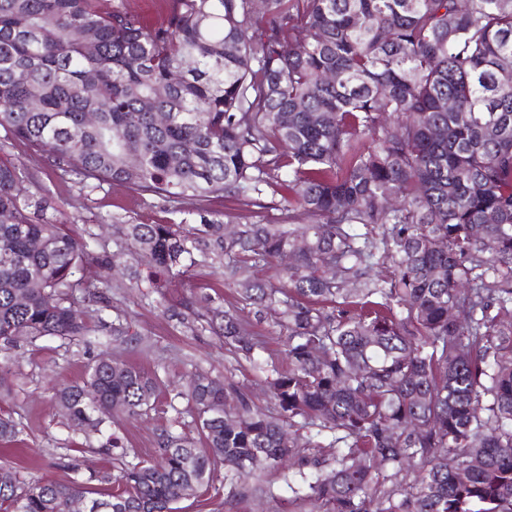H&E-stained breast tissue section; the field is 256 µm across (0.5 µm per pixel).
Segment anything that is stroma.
<instances>
[{
	"instance_id": "1",
	"label": "stroma",
	"mask_w": 512,
	"mask_h": 512,
	"mask_svg": "<svg viewBox=\"0 0 512 512\" xmlns=\"http://www.w3.org/2000/svg\"><path fill=\"white\" fill-rule=\"evenodd\" d=\"M5 158L23 164L34 181L50 191L57 221L71 225L75 234L94 237L96 254L111 257L99 274L109 284L103 302L86 301L78 310L91 316L98 305H105L106 324L90 345L72 352L59 340L44 338L24 347L8 376L12 393L0 396V410L10 413L24 426L16 447L8 458L24 472L65 481L77 477L87 482L89 491H100L91 473L115 471L118 458L130 461L152 459L157 455L158 434L170 425L174 408H186L177 395L178 387L190 372L203 370L223 380L243 396L251 407L268 404L265 366L286 368V336L271 316H256L252 306L239 301L235 291L224 284V262L217 259L198 265L173 283L168 302H161L145 277L146 265L121 240L115 225L106 221L112 214L138 223L154 224L168 218L166 204L151 196H138L115 183L91 194H83L75 177L62 174L48 156L20 141L8 143L0 152ZM185 208L204 207L210 214L229 216L236 224L281 221L280 211L262 209L224 198L204 203L188 200ZM238 313L253 337L262 346L254 358H246L225 343L217 328L208 322L206 308ZM110 352L148 373L159 372L166 385L153 409L140 416L115 417L111 433L119 437L120 447L105 450L83 445L64 424L54 399L56 386L80 378L87 365L102 352ZM215 490L180 502V512H308L309 507L295 501L290 490L298 477L284 470H257L254 483L263 494L251 491L230 494L224 484V463L214 460Z\"/></svg>"
}]
</instances>
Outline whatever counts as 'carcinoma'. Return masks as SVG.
<instances>
[{"label":"carcinoma","mask_w":512,"mask_h":512,"mask_svg":"<svg viewBox=\"0 0 512 512\" xmlns=\"http://www.w3.org/2000/svg\"><path fill=\"white\" fill-rule=\"evenodd\" d=\"M164 3L150 24L128 0H0V151L21 140L92 191L171 204L164 223L110 222L155 288L224 257L225 285L277 315L288 368L265 411L193 373L177 397L197 436L163 429L156 460L89 476L97 497L0 464V512L74 497L175 512L213 487L214 459L232 483L257 460L277 469L304 429L332 449L288 485L311 512L373 498L375 512H512V0ZM24 182L0 157V385L22 345L94 335L72 308L108 287L106 260ZM212 195H269L290 223L190 224L180 203ZM286 250L280 285L259 281ZM219 318L250 353L243 319ZM159 384L106 353L55 401L73 435L110 449L112 418L152 407ZM19 433L0 416L1 442Z\"/></svg>","instance_id":"obj_1"}]
</instances>
